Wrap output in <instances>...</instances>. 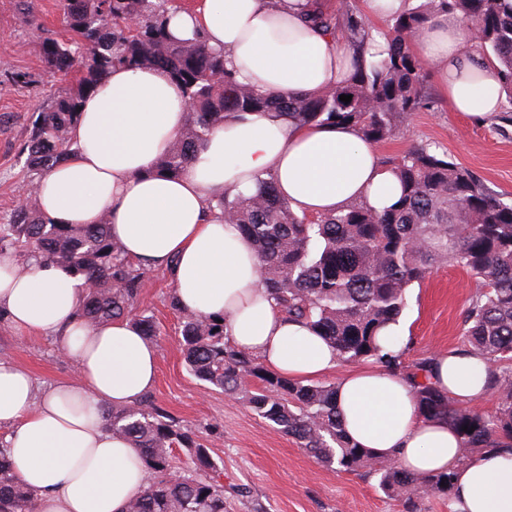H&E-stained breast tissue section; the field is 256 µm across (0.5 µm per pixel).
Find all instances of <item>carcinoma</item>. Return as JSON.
Masks as SVG:
<instances>
[{
	"instance_id": "1",
	"label": "carcinoma",
	"mask_w": 512,
	"mask_h": 512,
	"mask_svg": "<svg viewBox=\"0 0 512 512\" xmlns=\"http://www.w3.org/2000/svg\"><path fill=\"white\" fill-rule=\"evenodd\" d=\"M169 0H61L67 33H45L40 48L54 73L80 74L66 92L51 95L32 121L21 152L29 189L0 224V255L12 253L60 264L83 277L86 293L78 316L96 327L128 318L143 336L159 335L151 316L134 312L148 269L128 259L109 224H53L37 199L41 179L70 151L69 131L82 98L114 67L149 65L167 72L188 103L186 126L159 160L176 176L215 128L241 113H282L297 125L351 124L374 144L393 139L405 120L428 104L427 69L411 42L432 15L446 10L475 32L483 59L496 62L512 99V0H422L394 17L385 56L362 60L346 84L316 94L275 98L238 82L224 67V51L202 37L175 41L166 28ZM136 20L134 27L127 19ZM315 21L363 48L372 27L353 3L320 10ZM352 96L345 103L339 96ZM402 188L399 203L376 212L355 204L321 217L291 211L271 181L247 198L222 195L217 205L228 223L251 240L260 261V283L288 317L301 319L338 353L340 360H374L411 380L425 419L446 417L461 440V460L512 439V203L474 173L427 145L389 158ZM452 264L477 279L479 288L463 320L468 350L491 369L494 413L459 406L428 381L431 359L411 365L404 351L378 342L382 327L397 321L407 289L434 266ZM181 318L182 354L189 373L209 387L238 398L276 431L291 437L327 467L378 478V486L404 512H427L425 502L452 493L449 472L419 477L394 458L369 456L345 436L333 383H303L270 371L258 357L235 348L218 318ZM502 366L497 371L493 366ZM112 433L138 448L148 484L126 512H224V484L209 448L168 417L154 401L105 409ZM472 432L463 430V427ZM180 451L188 469L176 465ZM0 512H38L36 496L20 479L0 446Z\"/></svg>"
}]
</instances>
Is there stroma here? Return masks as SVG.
Masks as SVG:
<instances>
[{
  "instance_id": "35a3bbf8",
  "label": "stroma",
  "mask_w": 512,
  "mask_h": 512,
  "mask_svg": "<svg viewBox=\"0 0 512 512\" xmlns=\"http://www.w3.org/2000/svg\"><path fill=\"white\" fill-rule=\"evenodd\" d=\"M32 7L26 15L17 0H0V219L8 218L27 190L21 146L34 113L50 94L75 82L71 76L51 75L40 55L38 28H61L59 0H33ZM432 97L431 107L414 113L401 134L379 144L382 157L430 146L511 202L512 100L496 118L479 123L450 111L440 90H433ZM477 290L474 278L446 264L409 287L401 315L410 332L406 363L463 348V315ZM172 292L167 272L156 269L143 281L135 304L160 329L158 379L151 397L208 446L222 473L228 512H246L237 497L241 491L257 500L263 512H404L401 502L379 490L376 478L316 463L239 399L194 378L183 363L179 319L169 307ZM0 359L28 368L41 388L76 376L75 364L60 355L51 338L19 335L2 324Z\"/></svg>"
}]
</instances>
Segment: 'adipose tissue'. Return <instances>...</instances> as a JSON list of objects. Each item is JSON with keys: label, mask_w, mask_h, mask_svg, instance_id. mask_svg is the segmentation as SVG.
I'll return each instance as SVG.
<instances>
[{"label": "adipose tissue", "mask_w": 512, "mask_h": 512, "mask_svg": "<svg viewBox=\"0 0 512 512\" xmlns=\"http://www.w3.org/2000/svg\"><path fill=\"white\" fill-rule=\"evenodd\" d=\"M311 10L310 0H198L168 10L167 30L179 40L202 35L238 81L264 93L312 94L348 82L360 56L345 37L313 25ZM471 45L458 15L442 12L412 49L450 110L483 121L501 112L505 93L498 66ZM186 122L187 101L167 73L114 69L84 99L72 153L39 185L42 214L55 224L107 220L127 258L170 271L183 310L224 315L237 348L288 378L318 379L335 369L336 351L274 308L251 241L225 223L215 199L251 196L270 177L299 215L354 204L381 212L401 197L397 177L355 126H299L275 112L215 129L178 177L157 172ZM84 292L83 279L58 264L34 259L22 272L14 256H0V317L20 334L53 338L78 370L41 391L26 368L0 360V427L39 512H126L146 486L138 450L112 434L102 411L140 403L154 389L158 349L127 318L86 328L77 316ZM430 376L464 406L489 394L479 354H438ZM336 407L347 435L372 456L396 457L418 475L454 470L452 512H512V446L461 459L455 430L418 414L403 376L376 362L349 370L336 383Z\"/></svg>", "instance_id": "ef3b65f1"}]
</instances>
